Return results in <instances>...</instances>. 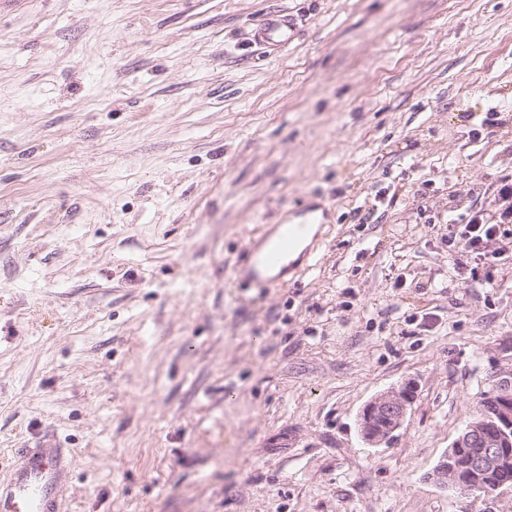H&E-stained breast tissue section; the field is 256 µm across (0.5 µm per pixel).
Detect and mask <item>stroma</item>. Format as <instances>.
I'll return each instance as SVG.
<instances>
[{"label":"stroma","instance_id":"1","mask_svg":"<svg viewBox=\"0 0 512 512\" xmlns=\"http://www.w3.org/2000/svg\"><path fill=\"white\" fill-rule=\"evenodd\" d=\"M494 112L512 0H0V455L56 435L63 512H512L429 478L512 365V252L448 249L512 174ZM295 36L296 28L292 19L280 12L267 14L253 32V40L272 51L288 47ZM309 224H280L275 236L253 240L239 260L235 277L243 283L284 285L282 276L288 270L286 259L308 236ZM414 389L411 383H405L376 395L361 408L358 425L366 442L381 445L391 440L413 402Z\"/></svg>","mask_w":512,"mask_h":512}]
</instances>
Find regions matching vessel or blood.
I'll use <instances>...</instances> for the list:
<instances>
[{
    "mask_svg": "<svg viewBox=\"0 0 512 512\" xmlns=\"http://www.w3.org/2000/svg\"><path fill=\"white\" fill-rule=\"evenodd\" d=\"M296 28L288 14H267L253 32L256 43L277 51L288 47ZM308 223L279 225L275 236L250 243L235 277L243 283L279 285L288 269L286 259L308 236ZM9 477L0 481V512H61L68 492L71 460L55 438L11 449L6 458Z\"/></svg>",
    "mask_w": 512,
    "mask_h": 512,
    "instance_id": "vessel-or-blood-1",
    "label": "vessel or blood"
}]
</instances>
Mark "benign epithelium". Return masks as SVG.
<instances>
[{
    "instance_id": "1",
    "label": "benign epithelium",
    "mask_w": 512,
    "mask_h": 512,
    "mask_svg": "<svg viewBox=\"0 0 512 512\" xmlns=\"http://www.w3.org/2000/svg\"><path fill=\"white\" fill-rule=\"evenodd\" d=\"M493 387V410L481 420L465 424L430 474L437 484L470 494L467 475L496 474L512 463V366L494 372ZM414 393V386L406 383L369 400L358 414L363 439L372 445L390 441L402 426ZM479 442L482 448L478 453L463 452Z\"/></svg>"
}]
</instances>
